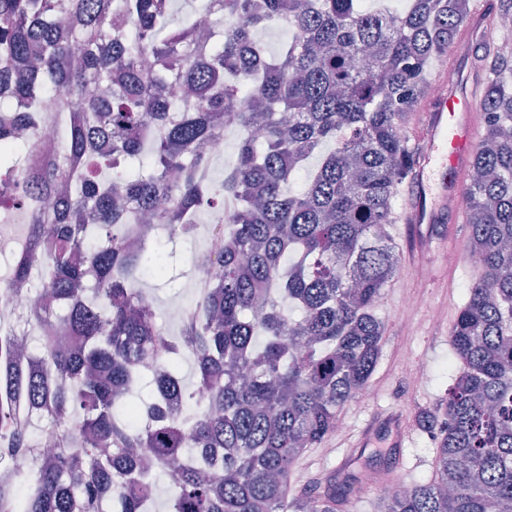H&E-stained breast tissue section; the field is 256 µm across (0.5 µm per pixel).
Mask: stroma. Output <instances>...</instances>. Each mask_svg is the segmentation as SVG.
<instances>
[{
	"label": "stroma",
	"mask_w": 512,
	"mask_h": 512,
	"mask_svg": "<svg viewBox=\"0 0 512 512\" xmlns=\"http://www.w3.org/2000/svg\"><path fill=\"white\" fill-rule=\"evenodd\" d=\"M388 232L400 264L376 310L385 333L370 381L374 396L367 402L351 401L342 409L336 431L297 460L290 488L291 493L310 495L338 471H362L367 479L366 498L354 502L349 512H372L370 502L386 483L430 473L434 435L419 429L415 418L420 410H437L450 383L438 371L450 350L449 333L464 302V286L474 275L468 262L446 265L441 253L417 243L413 225L395 223ZM160 242L169 255L168 271L161 279L142 282L141 287L161 309L174 300H193L192 284L198 272L191 262L192 239L164 233ZM413 297L417 307L410 316L401 317V304ZM423 366L428 376L414 378V371ZM396 408L402 410L408 432L402 447H391L392 434L383 426L372 444L356 447L355 440L367 424Z\"/></svg>",
	"instance_id": "1"
}]
</instances>
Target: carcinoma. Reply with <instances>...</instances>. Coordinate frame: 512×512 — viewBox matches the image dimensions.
<instances>
[{"mask_svg":"<svg viewBox=\"0 0 512 512\" xmlns=\"http://www.w3.org/2000/svg\"><path fill=\"white\" fill-rule=\"evenodd\" d=\"M174 0H0V200L26 166L15 131L37 133L41 100L71 113L60 156L31 182L51 206L11 279L39 298L0 350L24 367L0 372V512H150L157 480L168 512H341L362 482L347 470L315 496L289 495L293 467L334 432L343 406L370 386L384 324L375 309L395 275L398 187L419 147L402 134L429 95L426 70L463 32L497 35L512 0L472 19L469 0H411L375 14L363 0H207L174 22ZM292 33L279 56L252 29ZM511 55L478 59L484 130L465 189L475 277L451 328L452 384L434 469L378 497V512H512ZM153 127L157 137L148 141ZM233 129L236 160L217 185L205 145ZM333 147L298 182L303 162ZM151 150L147 174L135 163ZM157 227L190 230L199 213L224 225L223 274L189 305L178 339L163 335L137 288L163 278L168 255L117 231L127 206ZM65 326L74 343L35 337ZM194 357L195 385L178 377ZM164 362V368L157 364ZM152 395L186 416L134 401ZM51 427L54 447L39 446Z\"/></svg>","mask_w":512,"mask_h":512,"instance_id":"carcinoma-1","label":"carcinoma"}]
</instances>
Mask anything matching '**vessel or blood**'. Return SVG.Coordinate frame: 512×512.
<instances>
[{
  "mask_svg": "<svg viewBox=\"0 0 512 512\" xmlns=\"http://www.w3.org/2000/svg\"><path fill=\"white\" fill-rule=\"evenodd\" d=\"M430 112L424 113L418 162L407 183L404 223L424 226L425 237L440 231L448 212L462 210L465 173L471 164L478 126L476 94L463 69L440 68L432 79Z\"/></svg>",
  "mask_w": 512,
  "mask_h": 512,
  "instance_id": "1",
  "label": "vessel or blood"
}]
</instances>
